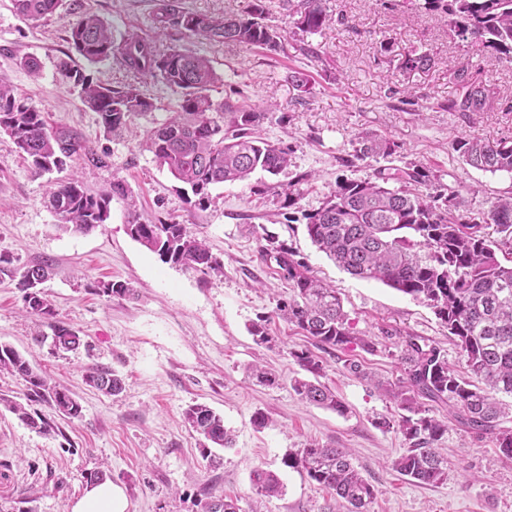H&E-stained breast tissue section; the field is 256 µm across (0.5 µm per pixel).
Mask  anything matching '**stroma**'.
Listing matches in <instances>:
<instances>
[{
  "instance_id": "stroma-1",
  "label": "stroma",
  "mask_w": 512,
  "mask_h": 512,
  "mask_svg": "<svg viewBox=\"0 0 512 512\" xmlns=\"http://www.w3.org/2000/svg\"><path fill=\"white\" fill-rule=\"evenodd\" d=\"M284 3L266 0L267 21L284 36L283 51L271 53L228 49L177 28L157 34L156 0H63L53 16L38 21L23 20L12 0H0V77L50 126L76 129L89 149L109 154L105 168L77 157L63 171L38 174L0 133V255L14 271L0 278V342L82 406L81 418H65L47 403L30 401L20 377L0 374V512H70L88 488V476L97 473L122 489L127 512H204L209 499L227 496L240 512H332L337 503L331 492L283 464L290 450L314 444L350 450L375 488L369 512H512V462L502 459L491 438L450 418L447 406L425 404L431 416L448 422L440 442L451 461L447 481L420 485L393 470L407 443L376 427L377 418L398 412L376 384L401 378L404 337L441 346L458 372H465V362L432 309L337 267L312 244L304 218L337 181L372 174L374 161L354 155L362 134L397 142L389 167H425L433 182L460 191L473 212L511 192V177L472 168L453 145L473 135L512 139V64L482 61L453 38L447 16L424 12L417 0H327L334 21L315 34L289 26ZM87 11L104 18L116 37L134 32L159 49L184 45L208 57L218 76L215 102L236 86L255 106H272L259 132L290 149L292 163L278 180L300 181L298 203L289 207L259 193L255 176L211 188L209 204L195 207L190 189L147 149L142 127L120 138L106 135L58 71L68 27ZM305 44L316 56L302 53ZM414 51L430 53V69L403 68ZM28 55L40 60V74L21 66ZM462 65L478 69L479 79L491 86L498 99L494 111L472 118L449 111L457 91L448 71ZM294 69L307 74L308 92L289 83ZM73 176L93 193L108 189L113 178L124 180L143 218L189 225L223 261V273L162 263L127 234L128 212L117 199L106 224L86 233L61 229L48 195ZM261 228L336 289L355 334L372 337L376 351L356 345L324 350L272 317L289 287L259 257ZM42 261L52 265L42 286L53 310L48 319L27 312L18 279ZM103 281L130 283L136 293H96ZM262 316L270 340L259 344L249 328ZM54 323L76 330L82 345L63 351L49 341L35 343ZM295 350L321 359V381L343 399L346 414L306 404L294 392L293 379L305 375L291 356ZM348 361L358 362L362 375L348 373ZM257 364L275 375V384L252 377ZM93 369L122 376L124 391L109 396L89 385L85 375ZM11 400L44 415L54 433L26 426L8 408ZM195 404L223 417L233 434V447L216 449L217 463L203 458V439L183 418ZM258 412L268 418L261 429L252 423ZM259 467L278 475L283 496L257 494L251 476Z\"/></svg>"
}]
</instances>
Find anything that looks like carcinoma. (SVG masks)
<instances>
[{
    "label": "carcinoma",
    "mask_w": 512,
    "mask_h": 512,
    "mask_svg": "<svg viewBox=\"0 0 512 512\" xmlns=\"http://www.w3.org/2000/svg\"><path fill=\"white\" fill-rule=\"evenodd\" d=\"M16 12L27 20H40L59 7L60 0H13ZM428 13L448 16L453 36L486 62L512 63V0H423ZM265 0H247L237 12L222 18L189 11L180 0H159L155 13L158 32L177 24L192 36L222 42L227 47L252 46L269 52L283 50L278 28L266 22ZM288 19L299 30L314 33L332 20L326 0H288ZM69 48L90 63L121 54L125 68L147 77H159L179 93L171 112H158L153 98L140 83L117 88L94 81L62 60L64 79L79 89L82 103L95 112L104 131L120 135L130 126L144 128L147 144L161 166L187 185L203 208L209 190L225 183H246L257 172L277 176L291 165L289 148L255 135L260 122L270 114L227 96L216 103L210 95L218 77L211 60L190 49L171 46L164 53L135 34L118 44L108 25L98 15L84 14L68 28ZM409 70L432 65L427 53L412 52L402 62ZM450 81L458 95L448 100L450 112H490L494 93L469 66L453 69ZM6 133L18 152L38 173L63 167L66 159L83 155L92 165H107L108 154L87 149L74 130L48 126L42 112L18 96L13 86L0 78V133ZM397 144L376 136L358 137L356 157L361 160L392 155ZM454 150L473 168L512 175V140L490 142L478 136L457 141ZM398 186L389 187L390 181ZM262 192L285 196L288 205L301 196L299 183L283 187L263 184ZM128 197L123 181H112V192L92 194L79 181L58 184L48 196V205L61 225L75 231L100 226L110 216L113 197ZM311 242L351 276L376 280L429 306L455 338L465 361L467 376L448 366V356L439 346L416 336L405 338L401 354L403 378L377 382L402 413L384 418L378 426L402 434L409 442L406 454L393 468L421 484H440L448 478V456L437 443L448 424L426 414L419 399L445 404L459 422L478 434L494 437L502 456L512 461V429L501 426L512 406V193L503 195L486 211L466 209L461 194H449L432 186L431 175L413 165L394 170L379 166L360 180H341L322 205L304 215ZM129 236L159 256L166 264L203 273L220 271L223 263L209 250L203 238L186 224H159L143 219L136 210L128 213ZM259 255L275 262L288 281L291 294L277 301V317L312 337L324 349L355 344L367 351L376 348L368 336L351 331L347 313L336 289L311 275L306 264L287 243L272 234L262 236ZM50 266L28 267L19 282L24 302L32 314L52 315V308L39 285ZM98 292L126 297L133 288L122 281L104 282ZM55 346L74 349L77 332L52 326ZM290 356L305 371L317 374L320 361L307 351ZM23 378L30 396L51 404L69 418L81 417L82 406L65 390L50 385L34 371L15 348L0 344V372ZM97 389L115 396L124 389L123 379L109 370L89 373ZM293 390L307 403L340 415L347 411L336 392L320 382L296 378ZM11 409L28 426L46 432L47 420L20 404ZM185 421L217 447L233 443L224 418L205 405L184 411ZM283 464L306 474L312 481L336 493L346 512H369L374 486L351 462L345 448L311 446L288 453ZM252 482L257 493L274 497L281 492L279 479L257 468Z\"/></svg>",
    "instance_id": "cac0c4a2"
}]
</instances>
